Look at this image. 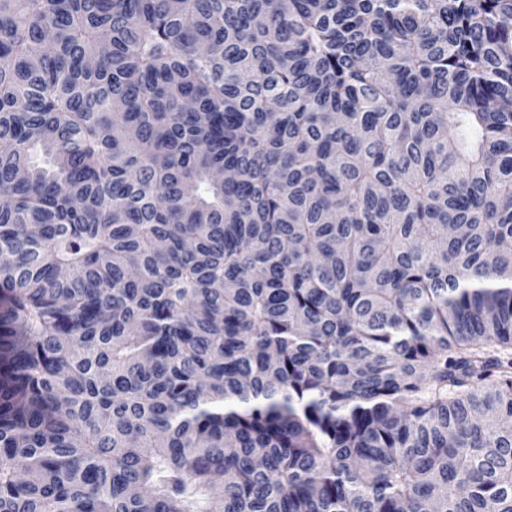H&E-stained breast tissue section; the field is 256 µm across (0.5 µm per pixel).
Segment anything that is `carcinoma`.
<instances>
[{"label":"carcinoma","instance_id":"1","mask_svg":"<svg viewBox=\"0 0 512 512\" xmlns=\"http://www.w3.org/2000/svg\"><path fill=\"white\" fill-rule=\"evenodd\" d=\"M0 512H512V0H0Z\"/></svg>","mask_w":512,"mask_h":512}]
</instances>
